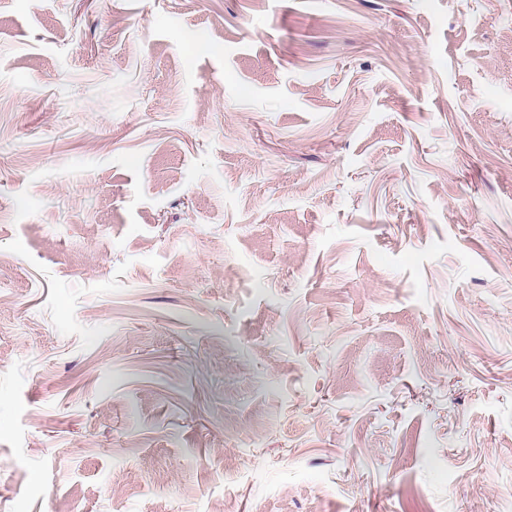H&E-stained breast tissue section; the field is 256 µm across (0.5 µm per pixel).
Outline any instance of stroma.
<instances>
[{
    "instance_id": "35a3bbf8",
    "label": "stroma",
    "mask_w": 512,
    "mask_h": 512,
    "mask_svg": "<svg viewBox=\"0 0 512 512\" xmlns=\"http://www.w3.org/2000/svg\"><path fill=\"white\" fill-rule=\"evenodd\" d=\"M0 512H512V0H0Z\"/></svg>"
}]
</instances>
